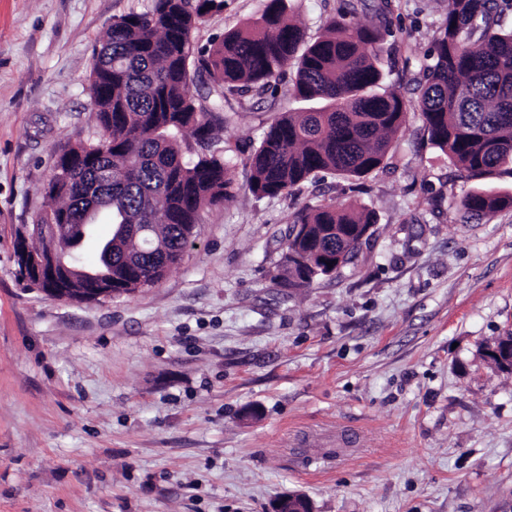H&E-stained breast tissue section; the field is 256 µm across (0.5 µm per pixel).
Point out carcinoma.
I'll list each match as a JSON object with an SVG mask.
<instances>
[{"mask_svg": "<svg viewBox=\"0 0 512 512\" xmlns=\"http://www.w3.org/2000/svg\"><path fill=\"white\" fill-rule=\"evenodd\" d=\"M356 2L339 0L314 38L293 0H265L258 16L206 45L195 42L194 31L206 13L224 9V0H153L146 12L112 19L89 75L100 137L68 150L72 167L89 179L106 167L112 184L85 197L79 185L60 183L66 167L56 161L47 189L54 204L34 223H86L89 237L102 215L114 230L146 224L149 231L130 242L129 254L112 252V278L126 294L142 288L127 264V256L137 254L163 279L190 247L200 212L233 197L229 171L236 155L216 146L209 114L234 111L235 96L276 92L289 70L286 92L304 107L279 113L249 151L248 190L258 198L290 196L320 173L357 182L384 169L411 109L420 112L428 144L448 157L460 178L512 173V28L501 24L512 14V0H448L430 48L432 63L416 80L413 100L383 87L389 70L381 43L391 35L385 8L376 22L357 25ZM204 76L207 109L192 91ZM507 205L511 194L476 188L457 208L460 222L469 224ZM374 224V212L358 204L303 206L294 213L274 279L288 288L309 287L324 273L288 252L306 262L337 252L346 265Z\"/></svg>", "mask_w": 512, "mask_h": 512, "instance_id": "carcinoma-1", "label": "carcinoma"}]
</instances>
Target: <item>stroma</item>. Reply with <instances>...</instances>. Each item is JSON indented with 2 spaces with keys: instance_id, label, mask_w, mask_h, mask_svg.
<instances>
[{
  "instance_id": "obj_1",
  "label": "stroma",
  "mask_w": 512,
  "mask_h": 512,
  "mask_svg": "<svg viewBox=\"0 0 512 512\" xmlns=\"http://www.w3.org/2000/svg\"><path fill=\"white\" fill-rule=\"evenodd\" d=\"M151 0H0V512H512V375L486 353L512 331V208L459 221L470 190L408 112L361 191L320 176L288 197L201 212L156 286L73 303L29 288L20 225L51 206L53 163L99 137L92 51ZM263 0H224L207 44ZM446 0H391L383 51L402 95ZM292 97L254 99L216 138L254 146ZM375 212L353 263L303 289L271 278L294 212Z\"/></svg>"
}]
</instances>
